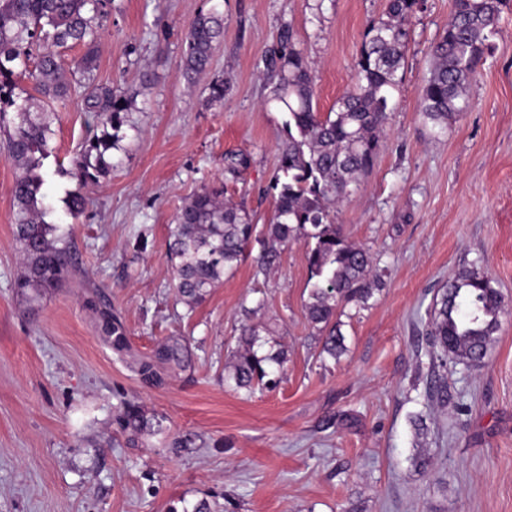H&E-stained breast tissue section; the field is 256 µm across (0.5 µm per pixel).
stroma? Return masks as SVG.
<instances>
[{
	"mask_svg": "<svg viewBox=\"0 0 512 512\" xmlns=\"http://www.w3.org/2000/svg\"><path fill=\"white\" fill-rule=\"evenodd\" d=\"M210 6L112 0L96 77L133 95L134 107L106 180L47 188L52 221H66L67 192L88 202L70 227L81 274L35 306L14 286L24 271L13 234L16 169L0 139V512H167L178 501L211 512H512V10L467 87L468 109L444 130L422 116L419 89L453 0H424L411 18L380 155L334 210L384 280L368 308L344 317L347 352L336 360L306 316L304 242L283 247L265 272L247 259L189 306L169 286L167 229L204 186L223 187L225 201L268 223L284 115L265 104L259 61L290 25L317 107L329 111L351 88L365 31L386 0H223L211 68L189 82L179 72L183 40ZM215 79L230 90L209 106ZM97 125L80 95L57 105L58 160L68 162ZM229 153L247 156V168L229 174ZM470 264L503 295L501 326L483 366L448 372L447 401L431 402L418 375L427 312ZM95 294L127 327L125 357L86 304ZM248 320L268 324L288 350L277 387L249 399L224 386ZM169 336L190 341L194 367L147 385L136 368ZM125 398L170 431L198 435V447L125 446L112 434ZM416 414L428 428L420 438ZM420 454L430 466L416 464Z\"/></svg>",
	"mask_w": 512,
	"mask_h": 512,
	"instance_id": "obj_1",
	"label": "stroma"
}]
</instances>
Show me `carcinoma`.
<instances>
[{
  "mask_svg": "<svg viewBox=\"0 0 512 512\" xmlns=\"http://www.w3.org/2000/svg\"><path fill=\"white\" fill-rule=\"evenodd\" d=\"M512 0H453V17L431 50L430 75L420 91V112L434 127L456 121L467 106L466 89L478 65L493 49L504 9ZM423 0H388L384 14L365 35L351 89L330 111H318L309 62L297 49L292 29L285 25L276 44L261 59L267 81V103L287 114L286 138L269 189L276 204L262 233L242 206L224 203V188L203 187L169 225L167 253L170 286L187 305L203 301L260 246L257 267L264 272L279 262L281 248L304 239L309 270L304 304L310 323L320 334L322 352L333 358L346 351L341 317L349 306L369 307L382 290L383 275L373 270L369 250L345 241L332 212L352 184L375 165L387 112L392 109L409 45L407 21ZM112 12V0H0V131L17 174L12 187L13 233L25 272L17 282L22 294L35 301L62 287L77 268L60 225L48 214L45 185L67 177L83 187L97 184L112 172V150L122 140V128L133 98L95 78L99 29ZM224 33V12L215 5L197 16L185 37L182 75L189 80L207 71L216 44ZM81 46L72 61L79 80L65 78L62 52ZM34 83L35 94L16 92L17 79ZM82 88V102L102 129L88 137L70 159L69 167L50 169L51 106ZM78 191L65 198V215L73 220L86 210ZM87 305L99 313L100 329L119 357L130 350L121 318L101 308L94 298ZM504 314V298L477 267H465L448 281L428 312L426 329V397L444 400L441 385L448 365L474 369L482 365ZM267 329L246 324L224 364V385L251 396L277 386L276 373L288 362L283 348L261 349ZM185 371L192 367L189 343L171 336L157 345L148 361L139 363L140 379L162 383L161 368ZM113 433L132 446H146L162 436L164 448H193L198 436L169 434L163 420L135 400L121 401L112 420Z\"/></svg>",
  "mask_w": 512,
  "mask_h": 512,
  "instance_id": "carcinoma-1",
  "label": "carcinoma"
}]
</instances>
